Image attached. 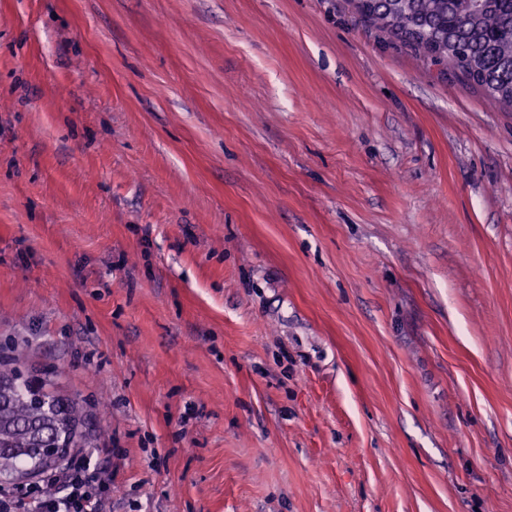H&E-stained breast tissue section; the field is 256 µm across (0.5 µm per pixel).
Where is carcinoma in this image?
<instances>
[{
    "label": "carcinoma",
    "mask_w": 512,
    "mask_h": 512,
    "mask_svg": "<svg viewBox=\"0 0 512 512\" xmlns=\"http://www.w3.org/2000/svg\"><path fill=\"white\" fill-rule=\"evenodd\" d=\"M365 24L446 63L512 111V0H350ZM104 429L48 376L0 358V480L33 478L69 448H92Z\"/></svg>",
    "instance_id": "cac0c4a2"
}]
</instances>
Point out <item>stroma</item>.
Segmentation results:
<instances>
[{"mask_svg": "<svg viewBox=\"0 0 512 512\" xmlns=\"http://www.w3.org/2000/svg\"><path fill=\"white\" fill-rule=\"evenodd\" d=\"M0 354L105 512H512V111L347 0H0Z\"/></svg>", "mask_w": 512, "mask_h": 512, "instance_id": "35a3bbf8", "label": "stroma"}]
</instances>
